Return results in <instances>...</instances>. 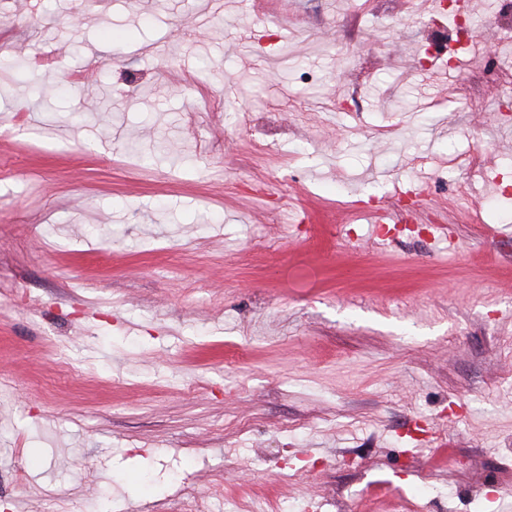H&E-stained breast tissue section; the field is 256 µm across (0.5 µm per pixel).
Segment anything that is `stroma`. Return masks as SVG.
<instances>
[{
  "mask_svg": "<svg viewBox=\"0 0 512 512\" xmlns=\"http://www.w3.org/2000/svg\"><path fill=\"white\" fill-rule=\"evenodd\" d=\"M464 2L451 68L441 0H0V512H512V12ZM436 55L439 58H444L448 60V63H453L458 66V64L462 61L464 57L468 55V41L465 42L461 37H457L456 40L453 41V44H445L443 42L436 45Z\"/></svg>",
  "mask_w": 512,
  "mask_h": 512,
  "instance_id": "obj_1",
  "label": "stroma"
}]
</instances>
